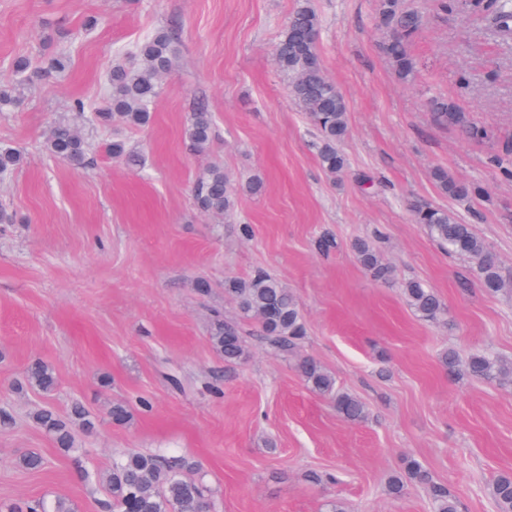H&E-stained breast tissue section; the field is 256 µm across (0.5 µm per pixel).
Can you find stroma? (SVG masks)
I'll use <instances>...</instances> for the list:
<instances>
[{"instance_id":"1","label":"stroma","mask_w":512,"mask_h":512,"mask_svg":"<svg viewBox=\"0 0 512 512\" xmlns=\"http://www.w3.org/2000/svg\"><path fill=\"white\" fill-rule=\"evenodd\" d=\"M301 0H0V82L15 59L38 63L58 48L64 73L18 85L22 106L0 114V143L25 165L0 180V502L56 496L98 512L95 475L123 452L186 455L217 512H431L426 492L386 483L412 457L448 487L459 512H497L488 493L512 471V386L450 377L442 351L488 349L512 362V294L484 293L468 260L445 253L416 224L412 207L452 209L512 275V43L478 16L445 15L436 0H406L425 24L409 50L417 75L400 79L382 51L377 0H310L321 20L318 50L348 107V167L325 171L314 136L289 97L274 46ZM179 43L151 124L98 128L71 109L98 108L112 64L145 34ZM457 102L481 128L465 137L436 123L429 100ZM215 117L211 149L191 150L184 127L198 105ZM80 126L87 166L54 159L51 126ZM126 141L142 163L107 151ZM236 182L254 174L262 193L238 194L232 218L198 211L192 188L211 164ZM445 168L474 189L442 195ZM251 236H244L243 225ZM372 241L396 281L374 280L355 239ZM263 268L296 297L307 326L294 354L271 349L256 320L224 295V280ZM207 292L196 288L198 279ZM420 280L446 305L420 319L398 281ZM236 321L246 355L227 365L214 348L216 319ZM311 358L361 398L368 418L351 423L310 390L295 365ZM36 361L54 368L51 395L22 387ZM81 402L94 418L65 454L31 424L49 403ZM133 412L112 424V402ZM46 465L27 472L25 451Z\"/></svg>"}]
</instances>
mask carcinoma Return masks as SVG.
Masks as SVG:
<instances>
[{
    "instance_id": "obj_1",
    "label": "carcinoma",
    "mask_w": 512,
    "mask_h": 512,
    "mask_svg": "<svg viewBox=\"0 0 512 512\" xmlns=\"http://www.w3.org/2000/svg\"><path fill=\"white\" fill-rule=\"evenodd\" d=\"M469 10L482 15L501 37L512 38V0H473ZM378 14L382 26L390 32L383 44L384 54L400 78H414L416 62L409 51V42L424 25L423 15L402 6L400 0H379ZM319 32V16L305 0L288 18L275 47V58L280 71L291 77L288 94L314 130L313 147L321 165L336 174L347 165L340 144L348 135V109L344 96L324 73L317 48ZM129 54L136 56L139 63L116 64L110 69L105 105L89 117L97 125H107L116 115L133 128L150 123L159 95L160 77L171 69L177 56L175 38L168 31L158 30L136 42ZM70 65V57L63 53L45 57L37 69L30 68L24 59L15 60V81L0 83V112H9L20 104L16 84L63 73ZM431 108L442 124L454 126L466 135L479 134L455 102L436 97L431 101ZM213 126V116L204 108L191 113L185 136L196 151L204 152L209 148ZM46 149L55 159L74 167H81L88 160V143L69 125L51 129ZM109 150L115 159L128 165L139 164V157L128 151L121 141L112 142ZM23 164L24 156L18 148L0 143V175L12 174ZM433 180L446 196L461 198L470 193L465 183L444 169L435 170ZM229 182L228 174L221 167L204 172L193 190L196 208L204 213L231 215L234 201ZM413 213L416 223L423 225L448 254L471 260L485 293L496 295L506 288L507 278L498 256L474 234L470 225L462 223L448 209L428 203L414 205ZM356 252L359 262L374 279L384 282L391 279V268L382 263L372 246L360 241ZM400 288L407 305L421 319L437 321L445 315L442 301L420 281H405ZM224 294L237 304L243 315L258 318L263 339L272 349L291 354L304 338L305 324L294 295L270 272L259 269L246 279L229 278L224 281ZM212 342L228 364L239 362L245 354L239 327L234 322L216 320ZM442 363L450 373L461 366L472 378L492 379L502 384L512 382V368L488 351L472 352L464 361L456 352L448 351L443 354ZM297 369L308 387L333 398L336 412L344 419L354 422L364 418V404L337 390L333 375L315 361L303 360ZM25 379L30 386L47 393L56 387L53 368L42 362L29 365ZM31 421L52 438L57 448L67 453L76 448V427L88 432L95 428L94 421L79 402L73 403L65 416L51 408H41L31 414ZM44 464L45 459L36 452L25 453L18 459V465L29 471H39ZM195 469V462L183 456L130 450L112 459L111 467L101 476L107 490V496L100 501L102 512H209L214 502L206 495L203 483L186 476ZM407 481L427 487L434 512H457L456 501L448 488L433 481L413 458L406 460L403 475L391 479L389 492L395 496L402 494ZM489 495L498 512H512V473L501 474L490 486ZM0 512H73V507L65 498L52 501L42 498L19 506L1 504Z\"/></svg>"
}]
</instances>
